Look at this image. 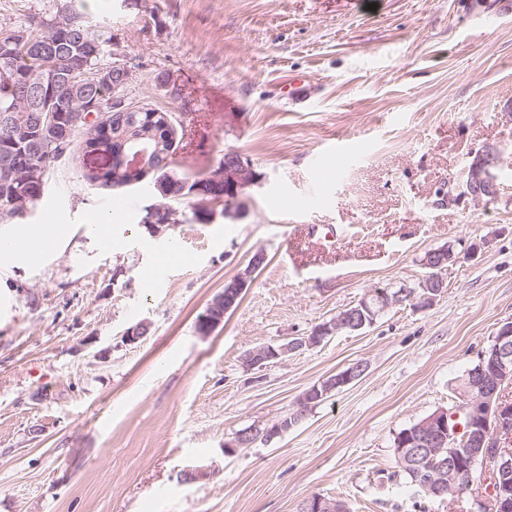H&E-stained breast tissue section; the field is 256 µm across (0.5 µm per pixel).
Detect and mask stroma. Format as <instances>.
<instances>
[{"label": "stroma", "instance_id": "35a3bbf8", "mask_svg": "<svg viewBox=\"0 0 512 512\" xmlns=\"http://www.w3.org/2000/svg\"><path fill=\"white\" fill-rule=\"evenodd\" d=\"M134 64L128 104L180 118L194 173L238 153L259 174L237 222L150 235L155 198L124 192L112 239L87 227L110 195L66 156L43 221L67 233L39 264L0 270V512H299L319 494L350 512H414L393 439L456 401L512 324V16L496 0H86ZM237 116L225 123V113ZM501 157L498 200L463 169ZM470 251L431 304L245 371L242 356L305 336L375 289L414 288L426 252ZM238 307L198 317L243 271ZM142 323L137 343L125 330ZM365 374L295 428L267 429L354 363ZM263 258L264 256L262 252L255 253V256L249 262L247 268L243 272L238 273L237 276L233 278L234 281L233 279L226 281L224 283L223 291L219 294L227 293L229 290H231L232 287L238 291L237 297H239L240 294L245 290V288H247L252 274L256 271L257 268H259ZM208 307V306H207ZM233 308V303L227 299V296H218L208 307L201 318V330L203 335H208L224 322V316Z\"/></svg>", "mask_w": 512, "mask_h": 512}]
</instances>
